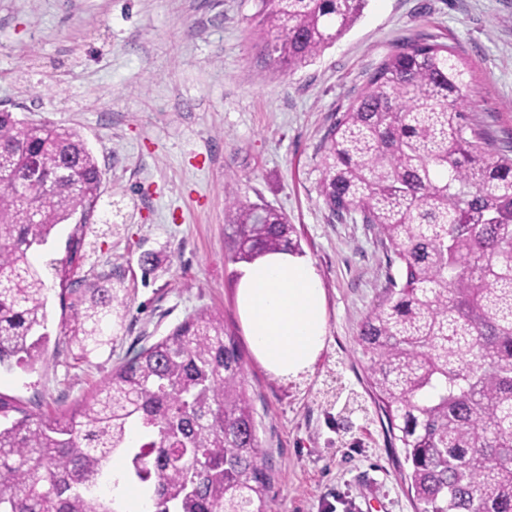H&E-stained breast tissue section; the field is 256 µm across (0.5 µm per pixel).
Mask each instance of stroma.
Listing matches in <instances>:
<instances>
[{"mask_svg":"<svg viewBox=\"0 0 512 512\" xmlns=\"http://www.w3.org/2000/svg\"><path fill=\"white\" fill-rule=\"evenodd\" d=\"M254 11L253 0H0V109L76 129L103 172L78 253L70 220L32 255L54 314L48 360L1 368L0 392L38 414L69 409L209 310L246 363L277 512H415L358 343L383 298L387 252L359 214L324 206L319 147L406 39L454 47L470 70L468 117L512 135V0H369L347 34L282 76L262 62ZM230 193L283 212L322 281L327 342L301 379L268 375L244 336ZM106 279L123 302L109 344L88 353L81 314Z\"/></svg>","mask_w":512,"mask_h":512,"instance_id":"obj_1","label":"stroma"}]
</instances>
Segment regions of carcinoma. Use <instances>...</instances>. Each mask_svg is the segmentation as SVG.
Instances as JSON below:
<instances>
[{
  "label": "carcinoma",
  "instance_id": "1",
  "mask_svg": "<svg viewBox=\"0 0 512 512\" xmlns=\"http://www.w3.org/2000/svg\"><path fill=\"white\" fill-rule=\"evenodd\" d=\"M254 2L261 54L285 73L342 38L369 0ZM470 95L453 48L408 41L320 148L331 215L360 213L399 263L359 345L421 512H512V141L467 122ZM101 183L77 130L0 112V368L46 363L49 288L31 256L96 206ZM228 220L234 261L299 250L269 206L234 199ZM119 292L95 288L82 315L94 349ZM244 382L224 319L198 312L71 413L36 415L0 393V512H130L124 483L143 512H276Z\"/></svg>",
  "mask_w": 512,
  "mask_h": 512
}]
</instances>
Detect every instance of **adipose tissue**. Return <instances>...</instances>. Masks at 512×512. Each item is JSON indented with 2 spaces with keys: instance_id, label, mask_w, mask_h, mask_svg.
<instances>
[{
  "instance_id": "ef3b65f1",
  "label": "adipose tissue",
  "mask_w": 512,
  "mask_h": 512,
  "mask_svg": "<svg viewBox=\"0 0 512 512\" xmlns=\"http://www.w3.org/2000/svg\"><path fill=\"white\" fill-rule=\"evenodd\" d=\"M236 308L249 348L270 375L284 381L311 370L327 339L321 280L296 253L268 252L239 274Z\"/></svg>"
}]
</instances>
